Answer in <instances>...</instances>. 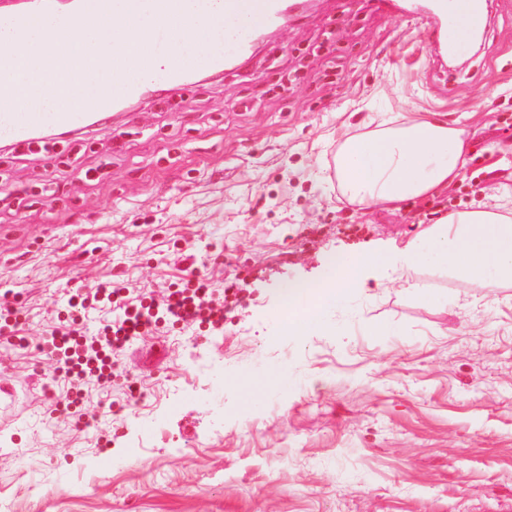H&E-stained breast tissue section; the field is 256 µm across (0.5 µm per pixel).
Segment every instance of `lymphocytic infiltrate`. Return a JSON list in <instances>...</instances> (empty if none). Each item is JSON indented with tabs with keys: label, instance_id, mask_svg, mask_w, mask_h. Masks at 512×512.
Listing matches in <instances>:
<instances>
[{
	"label": "lymphocytic infiltrate",
	"instance_id": "f902f5d3",
	"mask_svg": "<svg viewBox=\"0 0 512 512\" xmlns=\"http://www.w3.org/2000/svg\"><path fill=\"white\" fill-rule=\"evenodd\" d=\"M245 282L235 279L216 288L209 278L197 276L186 281L181 288L169 291L159 306L172 322L188 325L206 323L213 329L224 327V304L229 292H241ZM70 318L56 324L40 346L56 354V379L63 385L56 404L70 409L73 404L68 388L83 381L86 376L110 383L112 356L140 336L157 328L152 305L143 297L132 295L129 288L119 282L102 284L94 293L70 295L67 299ZM107 311V318L95 334H86L84 324L97 308Z\"/></svg>",
	"mask_w": 512,
	"mask_h": 512
}]
</instances>
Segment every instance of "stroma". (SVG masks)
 <instances>
[{"label":"stroma","instance_id":"1","mask_svg":"<svg viewBox=\"0 0 512 512\" xmlns=\"http://www.w3.org/2000/svg\"><path fill=\"white\" fill-rule=\"evenodd\" d=\"M482 30L454 72L403 14L318 0L240 67L1 154L0 295L29 346L0 345V512H512V282L486 297L425 269L321 333L278 323L282 289L331 259L512 191V0H485ZM405 112L466 129L460 177L359 207L339 149ZM197 275L246 281L222 331L160 322L118 355L111 397L84 385L96 422L52 412L37 344L69 290L118 276L158 299Z\"/></svg>","mask_w":512,"mask_h":512}]
</instances>
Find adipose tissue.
Returning a JSON list of instances; mask_svg holds the SVG:
<instances>
[{
  "label": "adipose tissue",
  "instance_id": "obj_1",
  "mask_svg": "<svg viewBox=\"0 0 512 512\" xmlns=\"http://www.w3.org/2000/svg\"><path fill=\"white\" fill-rule=\"evenodd\" d=\"M223 46L224 30L210 18L188 28L180 39L185 58L194 64L204 63ZM91 50L101 54L100 70L91 85L111 90L109 37L83 30L71 33V59ZM1 63L8 66L11 79L22 82L23 89L14 99L1 103L0 110H50L52 101L45 91L60 81L55 68L38 67L24 50L2 40ZM465 136L460 127L425 117H405L395 126L347 139L336 159L338 178L345 194L363 208L421 197L456 177ZM422 237V243H410L393 255L363 253L345 262L317 295L305 297L299 289H288L279 316L283 329L297 336L322 332L327 310L347 301L354 291L368 288L371 269L386 273L393 283L401 275H415L433 266L453 272L487 294L503 281L512 280L510 213L454 211L438 218Z\"/></svg>",
  "mask_w": 512,
  "mask_h": 512
}]
</instances>
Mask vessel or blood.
<instances>
[{"label": "vessel or blood", "instance_id": "obj_1", "mask_svg": "<svg viewBox=\"0 0 512 512\" xmlns=\"http://www.w3.org/2000/svg\"><path fill=\"white\" fill-rule=\"evenodd\" d=\"M380 2L396 4L418 28H432L441 53L459 48V20L448 0ZM211 8L224 15V47L210 54L206 64L210 71L220 72L248 55L255 22L237 15L236 0H211ZM145 13L152 17L153 27L150 35L139 42L137 51L151 61L152 68L143 76L131 78L127 75L124 49L126 30L130 22ZM195 14V0H0V22L5 25L7 37L22 38L29 29L45 28L47 18L61 17L68 27L109 36L113 45L111 93L76 103L60 100L51 112H0V142L23 143L45 131L72 133L99 123L109 113L154 91L157 84L171 89L194 84L198 72L176 59L175 36L192 23Z\"/></svg>", "mask_w": 512, "mask_h": 512}]
</instances>
